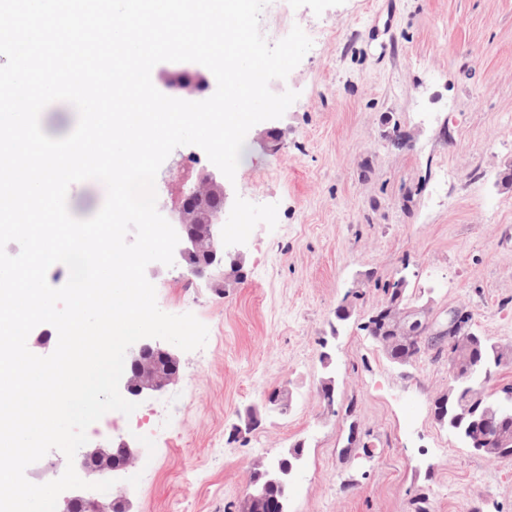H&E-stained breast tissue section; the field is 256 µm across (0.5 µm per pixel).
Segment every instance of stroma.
<instances>
[{"label": "stroma", "instance_id": "obj_1", "mask_svg": "<svg viewBox=\"0 0 512 512\" xmlns=\"http://www.w3.org/2000/svg\"><path fill=\"white\" fill-rule=\"evenodd\" d=\"M280 8L282 25L261 15L268 42L295 25L326 38L269 84L298 94L276 121L280 148L246 136L224 216L244 226L225 236L244 277L214 288L183 279L178 263L147 266L158 307L194 314L208 340L182 353L176 385L139 399L132 416L106 413L88 444L140 448L123 476L138 512H237L252 462L298 442L288 512H413L419 494L430 512H512V460L488 462L434 418L447 357L400 366L362 329L403 273L434 311L467 308L473 331L512 346V0ZM210 166L198 146L173 150L156 178L162 215ZM105 199V186L87 180L70 187L67 205L87 219ZM356 281L362 296L337 320ZM328 378L332 411L320 396ZM282 386L290 412H263L232 438L240 416ZM353 422L371 449L346 457Z\"/></svg>", "mask_w": 512, "mask_h": 512}]
</instances>
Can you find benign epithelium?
<instances>
[{
  "instance_id": "obj_1",
  "label": "benign epithelium",
  "mask_w": 512,
  "mask_h": 512,
  "mask_svg": "<svg viewBox=\"0 0 512 512\" xmlns=\"http://www.w3.org/2000/svg\"><path fill=\"white\" fill-rule=\"evenodd\" d=\"M165 85L179 95L195 94L202 84L200 77L187 71L172 73L164 78ZM229 194L224 175L201 170L181 193L171 225L179 236L177 251L187 280L213 281L217 276L224 282L234 280L232 270L242 269L240 253L227 248L221 227ZM383 315L392 325L394 334L402 339L418 337L426 344H438L459 336H471V313L451 308L445 314L434 312L426 303L411 312L391 305ZM130 370L123 373L120 391L128 398H142L163 392L180 379L181 358L177 351L159 342L143 340L130 348L126 356ZM291 396L280 388L265 397L264 407L281 414L288 412ZM140 457L139 448L121 439L110 448H81L76 452L74 467L87 482L116 479L132 467ZM75 503L86 506L87 512H137L129 495L119 488L109 503L97 500L90 489H72L63 498L62 512ZM283 502L271 501L255 484H250L240 502L239 512H283Z\"/></svg>"
}]
</instances>
